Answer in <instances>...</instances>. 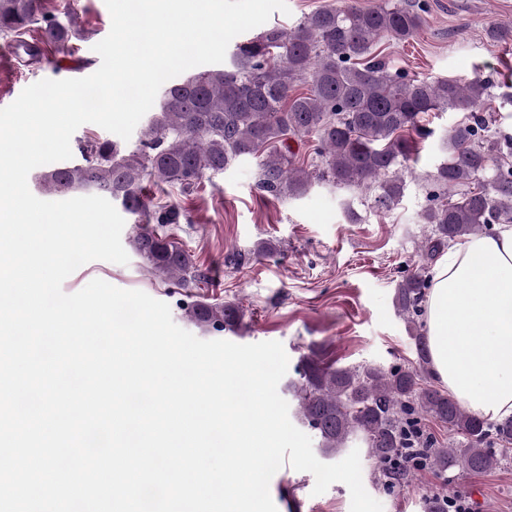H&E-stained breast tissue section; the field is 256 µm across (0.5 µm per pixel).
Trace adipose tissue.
Here are the masks:
<instances>
[{
	"label": "adipose tissue",
	"instance_id": "1",
	"mask_svg": "<svg viewBox=\"0 0 512 512\" xmlns=\"http://www.w3.org/2000/svg\"><path fill=\"white\" fill-rule=\"evenodd\" d=\"M423 309L437 382L482 417L512 415V225L449 248Z\"/></svg>",
	"mask_w": 512,
	"mask_h": 512
}]
</instances>
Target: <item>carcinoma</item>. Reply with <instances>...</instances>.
Returning a JSON list of instances; mask_svg holds the SVG:
<instances>
[{"label":"carcinoma","instance_id":"cac0c4a2","mask_svg":"<svg viewBox=\"0 0 512 512\" xmlns=\"http://www.w3.org/2000/svg\"><path fill=\"white\" fill-rule=\"evenodd\" d=\"M422 12L420 0L409 6L386 0L373 8L347 0L288 29L272 27L237 44L228 67L166 82L141 147L95 141L83 148V162L44 173L40 188L120 204L134 217L132 244L151 273L191 288L201 280L194 256L173 234L155 228L179 223L180 212L148 198L145 180L189 190L254 157L260 187L277 198L299 197L318 179L371 192L374 207L388 210L404 195L398 167L413 150L412 133L431 134L421 116L451 111L466 116L448 129L446 157L429 174L434 190L420 219L431 231L421 251L433 260L450 243L512 224V159L482 116L492 98L512 105V84L496 87L479 74L410 79L390 73L375 55L383 37L414 38ZM33 32L38 36L26 40ZM0 36L34 64L65 50L75 32L47 14L42 0H0ZM486 39L512 44V25L490 26ZM305 83L307 90H300ZM291 137L311 144L315 172L280 149ZM427 288V276L408 275L393 297L414 340L416 365L342 367L312 348L302 357L299 381L291 384L296 414L319 437L322 453L337 456L361 441L374 462L373 481L388 492L415 475L406 467L413 461L446 481L455 471L490 472L512 460V416L491 423L423 383L429 351L416 317L423 314ZM243 316L231 301H198L187 309L191 322L219 332L236 330ZM427 417L448 426V443L424 432Z\"/></svg>","mask_w":512,"mask_h":512}]
</instances>
